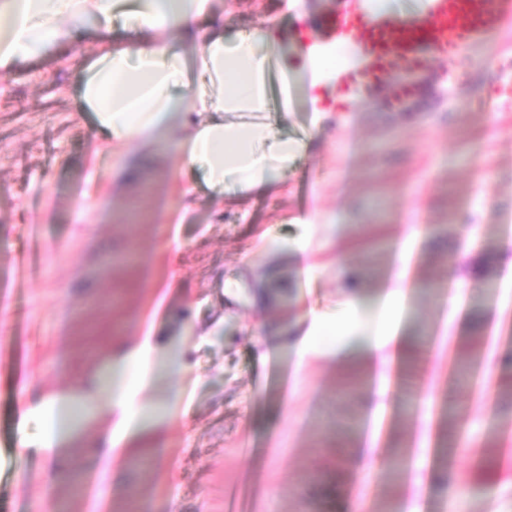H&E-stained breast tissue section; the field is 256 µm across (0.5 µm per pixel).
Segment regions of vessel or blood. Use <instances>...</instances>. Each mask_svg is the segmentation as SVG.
I'll list each match as a JSON object with an SVG mask.
<instances>
[{
	"mask_svg": "<svg viewBox=\"0 0 512 512\" xmlns=\"http://www.w3.org/2000/svg\"><path fill=\"white\" fill-rule=\"evenodd\" d=\"M511 14L512 0H403L399 8L375 0L365 10L322 14L315 24L318 49L345 53L322 106L332 112L386 85L392 106L401 107L420 88L390 84L398 67L424 71L435 59L486 43Z\"/></svg>",
	"mask_w": 512,
	"mask_h": 512,
	"instance_id": "1",
	"label": "vessel or blood"
}]
</instances>
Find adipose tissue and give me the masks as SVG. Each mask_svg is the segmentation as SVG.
<instances>
[{
    "mask_svg": "<svg viewBox=\"0 0 512 512\" xmlns=\"http://www.w3.org/2000/svg\"><path fill=\"white\" fill-rule=\"evenodd\" d=\"M214 4L137 0L127 34L118 37L112 16L122 0H0V73L92 38L100 48L84 69L77 96L81 111L95 115L99 141L125 150L112 174L117 189H124L144 153L167 138L181 156L176 179L189 181L200 167L215 192L259 191L280 178L304 143L275 136L267 123L229 122L225 116L268 110L266 72L281 47L280 26L272 15L261 27L229 36L210 19ZM187 41L196 49L190 67L179 53ZM324 326L315 311L303 317L287 345L295 371L318 351ZM405 344L386 320L374 336L355 341L352 352L383 382ZM161 366L176 381L168 403L179 405L185 354L151 335L132 345L108 346L100 369L68 387L24 393L22 416L37 421L40 431L24 438L22 448L39 461L67 458L71 473L78 474L85 461L70 444L86 434L90 447L103 451L98 458L103 471L121 468V446L152 417L141 391L149 373Z\"/></svg>",
    "mask_w": 512,
    "mask_h": 512,
    "instance_id": "ef3b65f1",
    "label": "adipose tissue"
}]
</instances>
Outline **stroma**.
Returning a JSON list of instances; mask_svg holds the SVG:
<instances>
[{"mask_svg": "<svg viewBox=\"0 0 512 512\" xmlns=\"http://www.w3.org/2000/svg\"><path fill=\"white\" fill-rule=\"evenodd\" d=\"M272 0H218L224 25L259 26ZM348 0H303L281 15L283 50L298 66L306 32ZM98 45L93 40L0 74V299L10 305L0 345V512H351L352 480L364 465L354 449L402 454L405 466L369 480L366 512H512V279L499 264L512 240V20L489 43L460 50L430 70H395L392 82L423 94L392 109L381 88L311 129L312 106L294 83L287 108L265 119L278 135L308 148L261 192L224 195L197 180V200L181 210L179 156H145L125 191L112 189L121 152L94 137V115L79 111L76 84ZM474 234L470 261L493 287L462 299L455 325L460 363L479 359L496 393L486 417L470 383L435 401L430 426L419 397L448 370L449 259L461 251L463 222ZM406 224L425 237L410 269L399 316L408 349L385 395L341 340L326 343L302 375L287 356L261 360L267 326L294 329L307 309L325 322L355 320L373 335L397 265ZM178 235V254L166 249ZM311 240L308 257L295 250ZM319 273L307 279L303 267ZM270 306L252 305L253 283L268 267ZM156 313L167 338L190 336L180 384L191 399L186 419L162 423L136 442L125 469L107 475L104 498L94 477L61 494L51 478L63 462L26 466L21 436L37 422L19 412L21 385H65L96 363L108 336L130 342ZM471 425L478 453L454 444L456 424ZM444 442L446 458L411 468L421 440ZM465 481L466 496L448 484Z\"/></svg>", "mask_w": 512, "mask_h": 512, "instance_id": "35a3bbf8", "label": "stroma"}]
</instances>
